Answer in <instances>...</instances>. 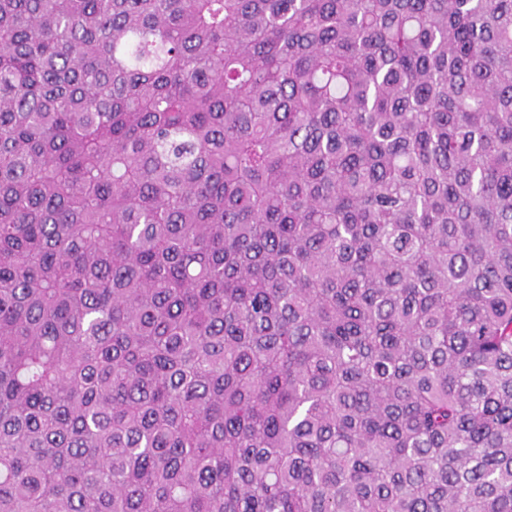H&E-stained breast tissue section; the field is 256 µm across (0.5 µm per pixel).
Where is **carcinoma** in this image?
<instances>
[{"instance_id": "cac0c4a2", "label": "carcinoma", "mask_w": 512, "mask_h": 512, "mask_svg": "<svg viewBox=\"0 0 512 512\" xmlns=\"http://www.w3.org/2000/svg\"><path fill=\"white\" fill-rule=\"evenodd\" d=\"M0 512H512V0H0Z\"/></svg>"}]
</instances>
